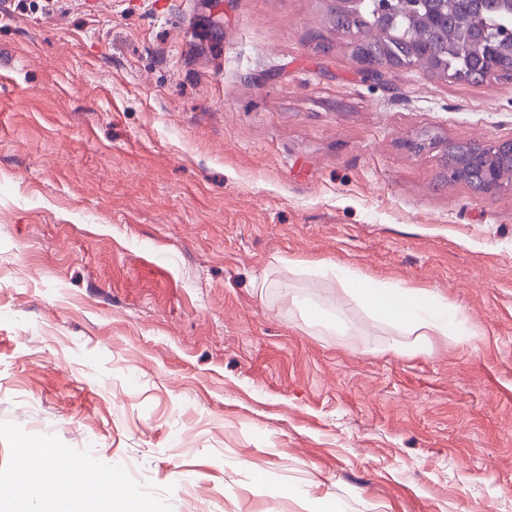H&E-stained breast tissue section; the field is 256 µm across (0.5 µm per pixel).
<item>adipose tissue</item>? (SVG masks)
Returning a JSON list of instances; mask_svg holds the SVG:
<instances>
[{"label":"adipose tissue","mask_w":512,"mask_h":512,"mask_svg":"<svg viewBox=\"0 0 512 512\" xmlns=\"http://www.w3.org/2000/svg\"><path fill=\"white\" fill-rule=\"evenodd\" d=\"M288 269L312 276L333 275L337 285L370 318L410 336L411 342L403 347V354L424 353L434 338L444 340L469 333L466 315L433 290L380 282L358 275L349 267L325 261L310 265L292 261ZM92 470L93 465L88 461L76 469L60 470L53 449L29 446L18 459L16 481L10 487H0V512H17L18 505H32L35 489L47 485L54 489L56 504L74 505L79 474Z\"/></svg>","instance_id":"1"}]
</instances>
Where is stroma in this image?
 I'll return each mask as SVG.
<instances>
[{"label": "stroma", "mask_w": 512, "mask_h": 512, "mask_svg": "<svg viewBox=\"0 0 512 512\" xmlns=\"http://www.w3.org/2000/svg\"><path fill=\"white\" fill-rule=\"evenodd\" d=\"M333 5L0 0V482L34 444L145 512H512V185L442 179L512 140V78H365ZM287 258L473 334L394 353ZM103 479L110 486L123 487L136 483L133 476L124 468L116 467L110 472L103 474ZM141 497L140 489L134 485L126 488L116 489L112 488L111 508L112 510L101 511L96 508L89 511L96 512H126L127 510H120L119 507L125 508V505L130 502H135ZM116 506V508H114Z\"/></svg>", "instance_id": "stroma-1"}]
</instances>
